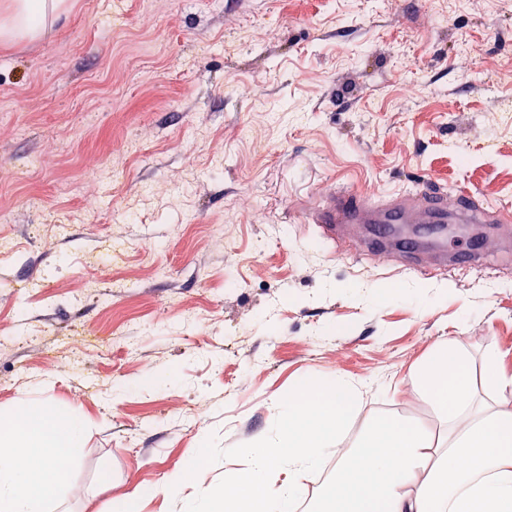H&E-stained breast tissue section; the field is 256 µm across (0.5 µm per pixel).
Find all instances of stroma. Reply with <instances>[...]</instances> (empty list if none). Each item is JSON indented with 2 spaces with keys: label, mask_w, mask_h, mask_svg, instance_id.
I'll return each instance as SVG.
<instances>
[{
  "label": "stroma",
  "mask_w": 512,
  "mask_h": 512,
  "mask_svg": "<svg viewBox=\"0 0 512 512\" xmlns=\"http://www.w3.org/2000/svg\"><path fill=\"white\" fill-rule=\"evenodd\" d=\"M68 5L0 44V419L83 418L64 512H181L154 489L223 487L304 377L365 386L348 441L438 426L411 371L445 340L512 410L479 384L490 351L512 375V221L479 264L405 269L306 220L422 181L512 207V0Z\"/></svg>",
  "instance_id": "stroma-1"
}]
</instances>
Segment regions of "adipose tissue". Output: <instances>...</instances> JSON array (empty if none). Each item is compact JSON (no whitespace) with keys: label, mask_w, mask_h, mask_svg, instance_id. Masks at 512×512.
Here are the masks:
<instances>
[{"label":"adipose tissue","mask_w":512,"mask_h":512,"mask_svg":"<svg viewBox=\"0 0 512 512\" xmlns=\"http://www.w3.org/2000/svg\"><path fill=\"white\" fill-rule=\"evenodd\" d=\"M64 0H0V43L46 37ZM446 425L436 431L398 417L368 418L357 440L345 431L362 401L358 383L305 378L276 406L275 434L250 446V467L225 478L207 500L184 496L173 475L158 490L181 497L184 512H296L305 477L331 460L356 456L368 482L327 484L314 512H512V411L477 406L455 343L434 346L413 373ZM85 423L48 405L0 421V512H49L60 461L79 448Z\"/></svg>","instance_id":"adipose-tissue-1"}]
</instances>
